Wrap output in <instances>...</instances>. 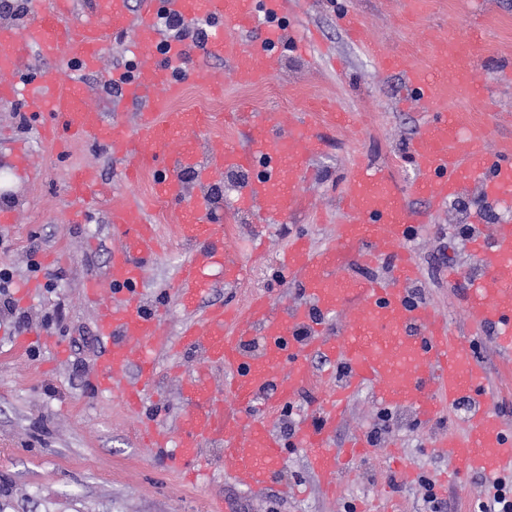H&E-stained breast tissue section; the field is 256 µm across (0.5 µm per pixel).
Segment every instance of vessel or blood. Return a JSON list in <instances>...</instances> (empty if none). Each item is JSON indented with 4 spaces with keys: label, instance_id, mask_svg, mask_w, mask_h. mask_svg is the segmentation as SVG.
<instances>
[{
    "label": "vessel or blood",
    "instance_id": "b4317fda",
    "mask_svg": "<svg viewBox=\"0 0 512 512\" xmlns=\"http://www.w3.org/2000/svg\"><path fill=\"white\" fill-rule=\"evenodd\" d=\"M287 9L288 0H53L49 5L34 0L24 27H0V96L23 95L31 115L60 118L54 133L58 142L91 140L125 159L128 176L151 172L154 194L174 203L170 217L176 236L190 248L175 281V295L187 317L173 339L164 335L161 316L143 312L141 286L160 253L149 209L111 198L108 220L120 243L107 268L89 274L83 288L96 308L98 334L109 345L92 385L100 393L120 394L127 407L136 408L157 377L154 350L175 344L200 350L205 363L223 366V386H214L203 371L188 376L182 393L189 408L177 430L150 423L141 436L153 447L172 449L190 482L202 475L196 465L202 444L220 446L235 483L259 492L284 463L274 414L278 405L311 387L315 375L310 358L316 354L343 363L347 370L313 416L301 419L295 429V443L306 449L307 463L321 478L323 490L334 491L346 458L361 457L368 446L360 432L349 438L346 449L331 446L346 405L365 387L373 388L379 405L411 408L427 426L447 410L469 404L464 435L438 434L436 446L468 469L499 476L512 469V429L489 400L486 371L474 356L472 340L453 335L446 317L410 300V287L421 274L409 245L421 225L405 203L411 192L435 211L476 184L486 199L512 205V142L487 149V125L448 107L449 94L471 99L487 94L478 73L484 48L480 18L470 17L471 34L464 42L454 34L434 32L432 61L422 66L368 38L355 12L342 15L347 39L366 47L381 70L401 72L411 100L432 114L411 145L419 177L404 189L384 168L360 162L348 170L338 196L343 219L335 225L331 243L319 248L309 238L297 237L279 254L281 270L301 280L305 303H278L257 293L241 307L201 305L212 269H219L230 287L243 284L250 270L238 250L225 247L223 227L205 205L183 208L186 191L178 169H195L204 185L223 182L228 172L251 173L231 205L258 216L254 238L262 241L270 225L300 206V172L322 153L324 140L310 123L294 117L284 124L276 113L246 105L232 118L233 125L243 126L246 144L217 140L201 150L188 132L211 124V116L176 105L192 49L165 37L159 14H175L188 23L210 22L214 31L202 55L224 60L238 84L253 86L276 73L273 48L281 30L268 27L249 43L239 34L253 28L259 15L278 17ZM120 33L132 35L137 57L132 72L119 79L124 101L140 106L131 125L107 120L84 100L77 83L63 82L54 65L61 58L76 69L95 71L103 46ZM34 51L46 66L39 82L30 85L23 64ZM469 251L482 273L472 281L467 318L475 331L494 329V347L503 365H510L512 224L476 231ZM387 257L394 260L395 287L342 273L345 262L372 265ZM331 319L336 322L332 328L327 325ZM255 341L261 349L254 354L248 345ZM132 369L137 378L131 382L127 374Z\"/></svg>",
    "mask_w": 512,
    "mask_h": 512
}]
</instances>
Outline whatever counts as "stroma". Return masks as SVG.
I'll return each instance as SVG.
<instances>
[{
    "instance_id": "obj_1",
    "label": "stroma",
    "mask_w": 512,
    "mask_h": 512,
    "mask_svg": "<svg viewBox=\"0 0 512 512\" xmlns=\"http://www.w3.org/2000/svg\"><path fill=\"white\" fill-rule=\"evenodd\" d=\"M348 10L358 14L368 36L420 59L431 54L430 31L449 29L467 38L471 13H482L487 51L481 67L490 94L483 102L458 95L448 105L487 122L492 131L489 146L512 140V84L496 81L498 71L512 64V0H435L410 20L401 18L394 0H291L287 15L279 21L286 32L285 40L275 47L279 70L264 85L237 84L231 68L220 60L195 56L187 65L189 77L179 105L189 112L224 114L248 102L258 109L307 117L312 105L327 99L341 113L339 123L319 128L325 148L311 161L316 180L305 187L301 208L271 227L268 249L250 259L251 278L237 288L214 279L204 305L241 306L255 291L302 302L299 281L279 280L277 256L300 235L317 246L330 243L333 227L342 218L337 206L342 175L362 159L385 167L404 187L418 176L410 147L422 123L421 109L415 104L401 108L403 78L379 70L372 57L347 41L339 18ZM307 24L334 50L335 65L299 53L296 41ZM134 61L127 44L110 41L102 49L97 71L81 72L62 60L57 67L63 80L81 82L105 116L117 112L131 124L137 107L118 108L108 83L113 72ZM199 69L218 79L221 93H213L211 84L195 78ZM40 124V119L27 115L21 99L0 98V210L18 214L16 223H0V269H10L14 275L10 293L17 307L12 315L0 310V512H355L363 501L375 502L380 512H429L422 482L437 481L442 475L448 483L437 497L446 504L444 512H478L488 492L484 476L450 461L435 446L438 433L462 431L464 411H447L433 426L424 427L410 410L395 408L391 422L384 426L370 389L354 395L331 445L344 447L356 432L375 434L376 439L369 454L352 464L348 476L340 477L335 493L325 494L304 451L294 446L289 435L301 415L328 396L340 377L336 364L317 356L311 366L319 388L303 392L291 410L277 412L285 464L270 487L256 494L236 485L230 466L211 446L205 447L198 461L204 480L183 483L169 449L143 445L138 432L147 420L176 428L186 409L180 379L204 366L203 359L189 348L158 352L154 388L135 412L118 396L92 389L91 378L108 346L97 334L95 310L85 301L82 285L88 274L109 264L114 231L105 205L84 211L66 192L70 171L88 164L96 166L100 181L113 193L131 201L148 195L150 182L128 181L123 160L98 145L78 142L68 151L55 152L38 137ZM19 144L34 156L39 171L35 181H28L15 165ZM181 180L189 199L209 198L224 226L225 247H240L252 235L249 214L230 210L226 200L216 199L212 187L198 183L195 173L184 174ZM407 202L424 218L422 232L410 247L421 270L414 287L417 298L447 317L456 335H469L461 294L478 275L479 266L459 229L476 220L486 227L497 224L501 210L477 187L432 215L425 201L411 196ZM151 220L164 247L143 283L144 305L161 312L166 332L174 337L186 315L173 283L188 248L175 236L166 203H156ZM34 262L48 263V271L31 272ZM452 268L457 271L453 278L448 275ZM51 272L57 275L52 282L47 279ZM22 332L54 337L66 350V358L55 359L37 342L14 352L13 341ZM475 355L487 368L495 406L512 428V377L501 373L491 334L479 336ZM393 447L417 470L420 483L398 482L387 456Z\"/></svg>"
}]
</instances>
